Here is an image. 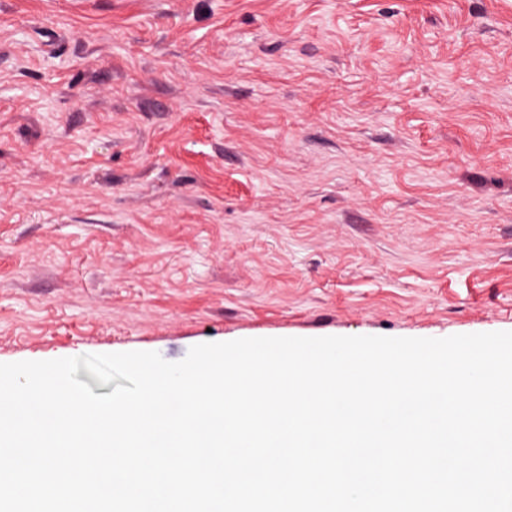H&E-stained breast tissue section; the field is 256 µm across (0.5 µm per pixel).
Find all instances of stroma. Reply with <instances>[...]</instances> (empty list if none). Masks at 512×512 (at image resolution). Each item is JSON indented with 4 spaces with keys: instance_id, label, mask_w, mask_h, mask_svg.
Masks as SVG:
<instances>
[{
    "instance_id": "stroma-1",
    "label": "stroma",
    "mask_w": 512,
    "mask_h": 512,
    "mask_svg": "<svg viewBox=\"0 0 512 512\" xmlns=\"http://www.w3.org/2000/svg\"><path fill=\"white\" fill-rule=\"evenodd\" d=\"M512 331V0H0V363Z\"/></svg>"
}]
</instances>
